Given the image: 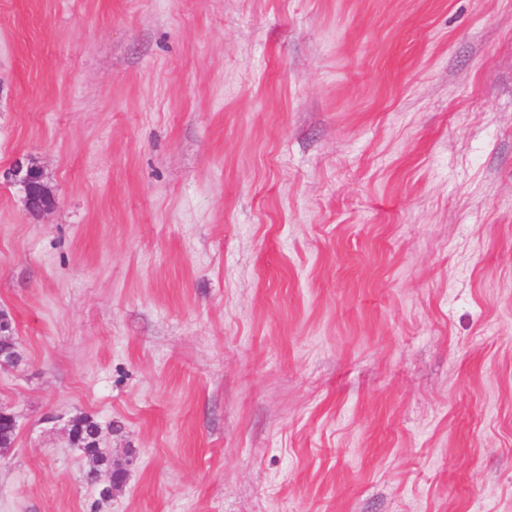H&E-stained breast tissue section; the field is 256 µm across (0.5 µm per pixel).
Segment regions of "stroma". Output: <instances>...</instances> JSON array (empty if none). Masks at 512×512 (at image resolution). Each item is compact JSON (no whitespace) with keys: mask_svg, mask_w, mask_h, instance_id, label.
Instances as JSON below:
<instances>
[{"mask_svg":"<svg viewBox=\"0 0 512 512\" xmlns=\"http://www.w3.org/2000/svg\"><path fill=\"white\" fill-rule=\"evenodd\" d=\"M0 312V512H512V0H0ZM15 173L16 175L23 173L21 182L24 186L28 209L32 212H41L48 208L51 203V196L43 183L41 171L33 166H28L24 171L23 166L18 164ZM75 420L77 421V433L81 440L78 443L71 442L72 445L93 460L97 465V468L93 467V469L98 470L99 467L104 466L112 473V465L99 446V425L89 416H81Z\"/></svg>","mask_w":512,"mask_h":512,"instance_id":"1","label":"stroma"}]
</instances>
